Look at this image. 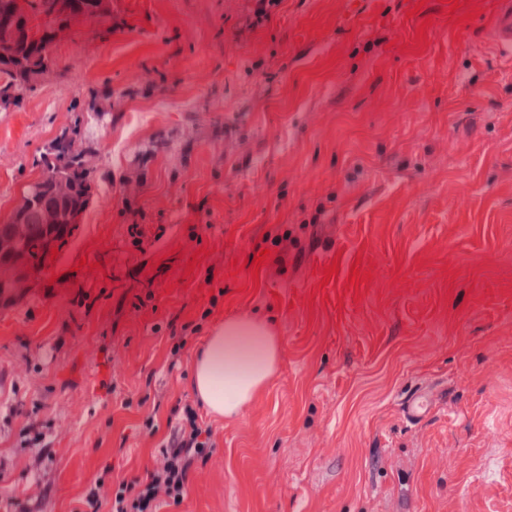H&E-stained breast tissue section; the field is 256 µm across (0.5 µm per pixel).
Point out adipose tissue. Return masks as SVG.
I'll return each instance as SVG.
<instances>
[{
	"label": "adipose tissue",
	"mask_w": 512,
	"mask_h": 512,
	"mask_svg": "<svg viewBox=\"0 0 512 512\" xmlns=\"http://www.w3.org/2000/svg\"><path fill=\"white\" fill-rule=\"evenodd\" d=\"M281 350L265 321L230 318L207 337L194 359L192 389L214 416L241 415L277 372Z\"/></svg>",
	"instance_id": "obj_1"
}]
</instances>
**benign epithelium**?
Listing matches in <instances>:
<instances>
[{
	"label": "benign epithelium",
	"instance_id": "1",
	"mask_svg": "<svg viewBox=\"0 0 512 512\" xmlns=\"http://www.w3.org/2000/svg\"><path fill=\"white\" fill-rule=\"evenodd\" d=\"M14 9L28 16L26 36L43 43L51 52L73 34V27L68 25H43L39 17L30 13L27 0H17ZM18 41L19 30L16 24H0V59L8 61L6 68L18 80L35 87L50 80L54 74L53 65L39 68L33 58L18 50ZM77 142L73 127L61 131L50 142L48 149L52 152L51 159L58 168L65 170L70 167L74 159L70 145ZM43 192L41 180L28 183L6 221L7 234L0 237V253L13 255L10 260L0 261V300L4 302L21 300L41 287V273L27 265L21 256L22 247L35 233L36 227H68L81 223L83 213L80 210L73 208L64 211L48 202Z\"/></svg>",
	"mask_w": 512,
	"mask_h": 512
}]
</instances>
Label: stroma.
<instances>
[{
  "label": "stroma",
  "instance_id": "stroma-1",
  "mask_svg": "<svg viewBox=\"0 0 512 512\" xmlns=\"http://www.w3.org/2000/svg\"><path fill=\"white\" fill-rule=\"evenodd\" d=\"M497 4L279 0L260 20L252 0H113L111 35L56 48L54 78L0 111V221L77 121L100 192L80 249L0 304V512L146 479L188 407L214 449L159 512H512ZM287 229L302 253L281 264ZM242 315L273 321L281 366L218 418L192 364ZM415 394L432 407L410 422Z\"/></svg>",
  "mask_w": 512,
  "mask_h": 512
}]
</instances>
